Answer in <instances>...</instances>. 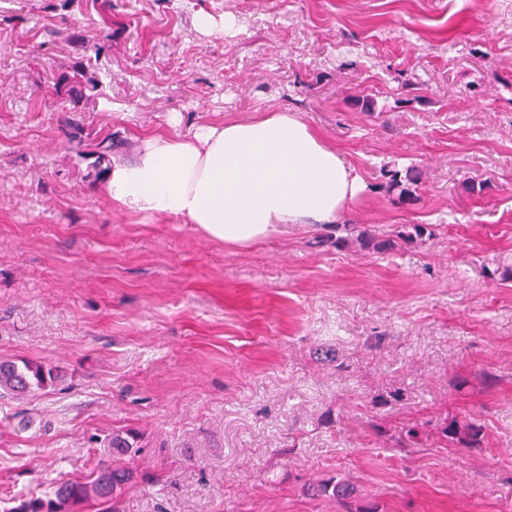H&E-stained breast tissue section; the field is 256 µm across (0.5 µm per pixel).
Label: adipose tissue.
<instances>
[{
  "instance_id": "obj_1",
  "label": "adipose tissue",
  "mask_w": 512,
  "mask_h": 512,
  "mask_svg": "<svg viewBox=\"0 0 512 512\" xmlns=\"http://www.w3.org/2000/svg\"><path fill=\"white\" fill-rule=\"evenodd\" d=\"M104 190L124 211L174 217L243 249L291 224L339 223L364 190L336 147L296 112L202 124L187 137L142 140L115 160Z\"/></svg>"
}]
</instances>
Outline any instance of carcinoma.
Segmentation results:
<instances>
[{
	"instance_id": "carcinoma-1",
	"label": "carcinoma",
	"mask_w": 512,
	"mask_h": 512,
	"mask_svg": "<svg viewBox=\"0 0 512 512\" xmlns=\"http://www.w3.org/2000/svg\"><path fill=\"white\" fill-rule=\"evenodd\" d=\"M388 192L404 202L413 198L410 185L415 182L413 170L401 172L396 169L387 171ZM426 235L425 227L420 224H405L397 231L395 238L382 237L371 229H363L348 237H326L325 242H334L336 246H345L348 242L359 245L362 249H372L378 252L387 251L394 245V239L412 242ZM57 380V374L43 365L34 362L18 364L12 360H0V390L9 394H22L31 390H42L51 387ZM444 436L452 443L471 446L478 442L480 429L472 424H464L452 420L443 428ZM132 434L112 437V454L126 456L132 453L134 444L130 442ZM133 477L132 471L125 466L114 467L103 464L92 470L87 480L83 482H60L53 487L52 495L32 497L9 510V512H82V507L90 501L100 506V512H108L104 505L114 494L120 491Z\"/></svg>"
}]
</instances>
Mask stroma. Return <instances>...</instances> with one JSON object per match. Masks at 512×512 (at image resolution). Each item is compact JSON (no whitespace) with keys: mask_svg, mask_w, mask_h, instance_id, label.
<instances>
[{"mask_svg":"<svg viewBox=\"0 0 512 512\" xmlns=\"http://www.w3.org/2000/svg\"><path fill=\"white\" fill-rule=\"evenodd\" d=\"M202 12L236 24L203 35ZM284 107L363 180L345 223L432 237L339 249L301 224L234 249L104 192L150 133ZM508 265L512 0H0V359L59 375L0 396V512L126 430L112 512H512ZM453 419L479 445H449ZM388 178V192L395 194L399 201H410L413 198L410 185L415 182L413 169H407L402 176V172L396 169L388 170L386 173Z\"/></svg>","mask_w":512,"mask_h":512,"instance_id":"35a3bbf8","label":"stroma"}]
</instances>
